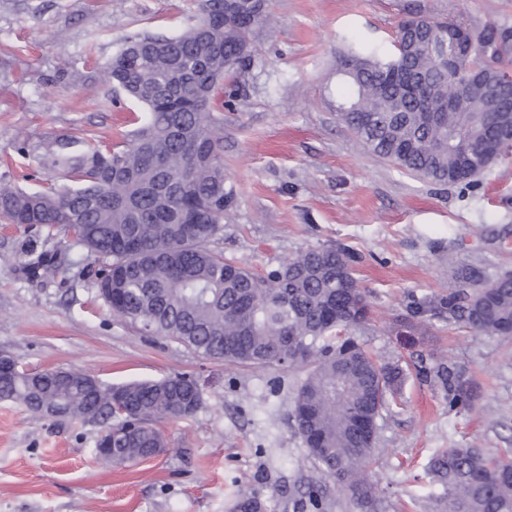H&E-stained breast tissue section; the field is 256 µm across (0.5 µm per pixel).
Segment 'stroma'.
<instances>
[{
	"instance_id": "obj_1",
	"label": "stroma",
	"mask_w": 512,
	"mask_h": 512,
	"mask_svg": "<svg viewBox=\"0 0 512 512\" xmlns=\"http://www.w3.org/2000/svg\"><path fill=\"white\" fill-rule=\"evenodd\" d=\"M274 38L256 35L246 66L214 102L224 121V173L236 205L214 243L262 275L298 251L343 244L370 303L351 333L381 361L411 351L466 364L479 386L474 412L450 415L432 387L408 380L379 421L374 494L386 512H432L424 465L469 442L512 452V339L474 334L435 316L413 322L412 301L447 294L449 260L488 276L512 270V156L475 185L435 184L373 157L338 120L336 60L346 43L390 46L399 22L430 15L511 23L512 0H270ZM197 20L194 0H0V175L56 170L15 156L18 143L95 135L120 141L141 108L105 62L134 35L173 37ZM65 255L56 279L29 277L25 241ZM83 253L64 233L0 223V350L20 369L75 368L106 384L195 378L203 402L166 421L157 457L107 466L94 454L101 425L33 418L0 400V512H230L243 491L268 512H295L317 478L290 419L303 375L202 357L142 335L97 297Z\"/></svg>"
}]
</instances>
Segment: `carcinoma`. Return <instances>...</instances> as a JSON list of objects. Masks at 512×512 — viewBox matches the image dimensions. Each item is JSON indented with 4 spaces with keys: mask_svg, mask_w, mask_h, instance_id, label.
Returning a JSON list of instances; mask_svg holds the SVG:
<instances>
[{
    "mask_svg": "<svg viewBox=\"0 0 512 512\" xmlns=\"http://www.w3.org/2000/svg\"><path fill=\"white\" fill-rule=\"evenodd\" d=\"M199 17L175 37L132 36L107 63L113 83L142 105L143 119L112 144L60 138L40 157L63 178L57 187L28 190L0 178V221L64 231L89 261L98 296L141 332L181 344L206 358L250 367L288 365L305 371L291 418L319 478L308 483L300 512H319L325 479L345 488L357 505L370 502L368 469L378 420L398 403L410 376L430 384L448 414L471 413L473 377L453 360L416 354L385 363L348 331L369 316L354 274L360 256L344 246L309 247L259 276L224 257L213 242L224 230L235 192L224 175L223 118L212 103L224 78L250 60L252 35L271 29V15L232 10L225 0H198ZM434 48L403 40L390 54L346 49L337 72L347 92L336 94L338 119L373 156L407 174L442 185L470 187L485 172L481 151L496 120L512 113V92L493 104L448 84L435 53L448 55V33L479 32L489 77L512 56V26L477 29L461 20L428 19ZM27 269L53 277L55 254L36 252ZM457 286L431 309L478 334L512 336V271L489 277L478 265L451 266ZM181 374L102 386L78 372L20 373L0 381V400L32 417L52 408L70 420L112 422L95 455L121 465L159 455L167 439L159 424L191 416L202 392ZM425 474L442 488L428 499L445 512H512V454L490 455L474 444L432 454ZM232 512H267L258 493L243 492Z\"/></svg>",
    "mask_w": 512,
    "mask_h": 512,
    "instance_id": "carcinoma-1",
    "label": "carcinoma"
}]
</instances>
